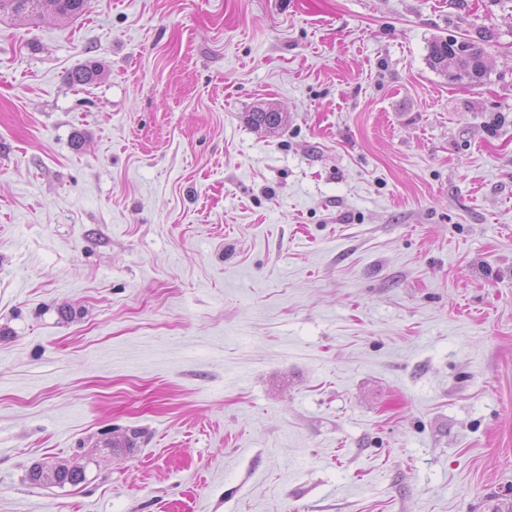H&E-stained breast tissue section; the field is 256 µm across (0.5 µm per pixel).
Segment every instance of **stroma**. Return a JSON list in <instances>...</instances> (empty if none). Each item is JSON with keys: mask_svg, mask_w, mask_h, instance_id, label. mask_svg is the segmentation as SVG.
<instances>
[{"mask_svg": "<svg viewBox=\"0 0 512 512\" xmlns=\"http://www.w3.org/2000/svg\"><path fill=\"white\" fill-rule=\"evenodd\" d=\"M0 512H512V0L0 22ZM461 42L472 47L476 52L460 53L456 44ZM485 49L470 40L437 39L430 43L428 48V61L430 66L439 73L447 76L450 81H467L475 83L480 81L486 73L484 57ZM478 54V55H477ZM480 56L483 57L480 60ZM246 120L249 125L257 129L275 132L288 122V116L274 106L265 109H257L246 113ZM37 467H33L30 471V480L35 484H41L45 482H53L60 485L70 484L78 485L85 480L84 471L80 467H65L62 474L57 479H50L48 476H44L43 470H37Z\"/></svg>", "mask_w": 512, "mask_h": 512, "instance_id": "stroma-1", "label": "stroma"}]
</instances>
